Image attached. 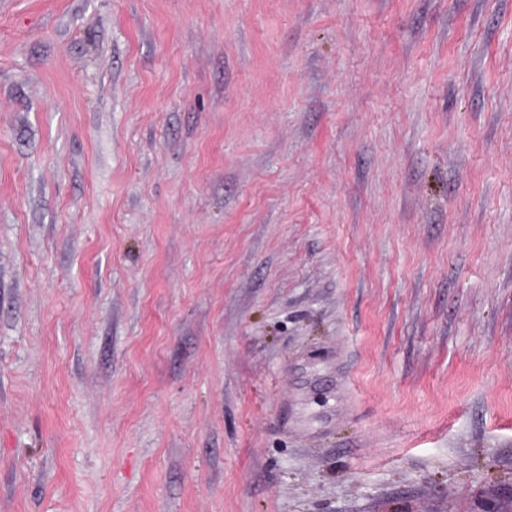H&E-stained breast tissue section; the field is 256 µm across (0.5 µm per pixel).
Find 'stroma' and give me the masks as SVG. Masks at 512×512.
<instances>
[{
    "label": "stroma",
    "mask_w": 512,
    "mask_h": 512,
    "mask_svg": "<svg viewBox=\"0 0 512 512\" xmlns=\"http://www.w3.org/2000/svg\"><path fill=\"white\" fill-rule=\"evenodd\" d=\"M512 503V0H0V512Z\"/></svg>",
    "instance_id": "35a3bbf8"
}]
</instances>
